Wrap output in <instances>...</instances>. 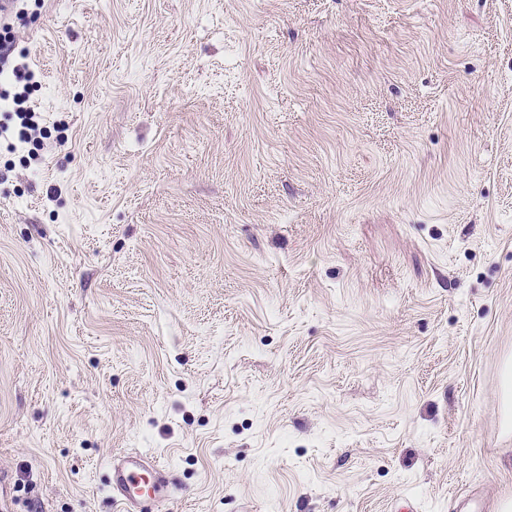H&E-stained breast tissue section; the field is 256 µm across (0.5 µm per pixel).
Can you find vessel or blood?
<instances>
[{
  "mask_svg": "<svg viewBox=\"0 0 512 512\" xmlns=\"http://www.w3.org/2000/svg\"><path fill=\"white\" fill-rule=\"evenodd\" d=\"M108 484L120 512H164L177 490L166 466L139 451L113 456Z\"/></svg>",
  "mask_w": 512,
  "mask_h": 512,
  "instance_id": "obj_1",
  "label": "vessel or blood"
}]
</instances>
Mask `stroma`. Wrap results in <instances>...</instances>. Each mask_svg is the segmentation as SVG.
I'll list each match as a JSON object with an SVG mask.
<instances>
[{"label": "stroma", "instance_id": "1", "mask_svg": "<svg viewBox=\"0 0 512 512\" xmlns=\"http://www.w3.org/2000/svg\"><path fill=\"white\" fill-rule=\"evenodd\" d=\"M0 143V494L501 512L512 0H23ZM26 101L25 96L21 94H15L12 98L14 114L20 121V128H16L18 139L22 143H31L32 140L38 138L37 135H40L42 130L35 119V113L24 106ZM112 500L120 512H161L177 486L156 457L140 451L113 456L108 469Z\"/></svg>", "mask_w": 512, "mask_h": 512}]
</instances>
